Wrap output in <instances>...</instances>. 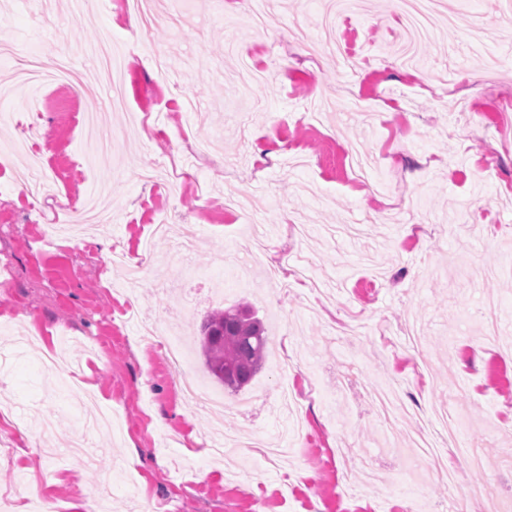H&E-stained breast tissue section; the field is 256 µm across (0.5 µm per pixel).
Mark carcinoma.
<instances>
[{
	"label": "carcinoma",
	"mask_w": 512,
	"mask_h": 512,
	"mask_svg": "<svg viewBox=\"0 0 512 512\" xmlns=\"http://www.w3.org/2000/svg\"><path fill=\"white\" fill-rule=\"evenodd\" d=\"M201 348L209 375L225 384L232 379L230 391L247 386L262 368L268 338L262 321L244 307L213 311L201 327Z\"/></svg>",
	"instance_id": "obj_1"
}]
</instances>
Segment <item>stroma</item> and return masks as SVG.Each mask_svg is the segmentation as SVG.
Masks as SVG:
<instances>
[{"label": "stroma", "mask_w": 512, "mask_h": 512, "mask_svg": "<svg viewBox=\"0 0 512 512\" xmlns=\"http://www.w3.org/2000/svg\"><path fill=\"white\" fill-rule=\"evenodd\" d=\"M446 3L416 55L422 83L391 59L399 0H359L337 23L363 47L353 69L324 47L318 0H281L258 33L225 26V0L192 12L155 0L159 14L183 13L175 38L162 26L139 33L118 0L82 12L70 0H0L17 46L0 60V88L13 86L18 61L61 48L84 73L81 89L56 83L35 104L0 99V252L11 259L0 269V337L15 340L0 352V497L10 512H92L104 490L112 512H436L447 486L429 481L427 460L392 449L421 420L406 413L386 430L363 395L387 377L420 410L455 411L486 459L460 467L464 489L497 481L512 500V154L502 171L482 170L512 139V112L498 110L512 96V8ZM102 37L133 58L129 109L109 114L118 134L97 155L77 116L105 110L93 54ZM157 49L177 94L150 67ZM246 56L269 75L248 93L231 79ZM355 93L374 120L351 112ZM169 154L182 159L180 176L140 178ZM32 156L48 168L75 162L37 210L16 192ZM103 172L110 216L78 237L54 235L46 214ZM233 193L251 197L254 222L226 210ZM187 224L197 238L184 262L175 242ZM304 261L327 299L260 286L267 264L289 272ZM237 303L256 309L275 345L241 393L208 382L228 410L198 411L171 383L164 337L142 341L137 323L181 327L202 377L199 327ZM410 320L426 336L416 354L391 333ZM337 321L362 336L354 351L331 338ZM87 370L97 393L73 402L66 389ZM286 380L306 397L295 422L276 412ZM101 409L114 431L91 436L94 462L76 468L62 451ZM258 439L287 442V460L251 452Z\"/></svg>", "instance_id": "obj_1"}]
</instances>
